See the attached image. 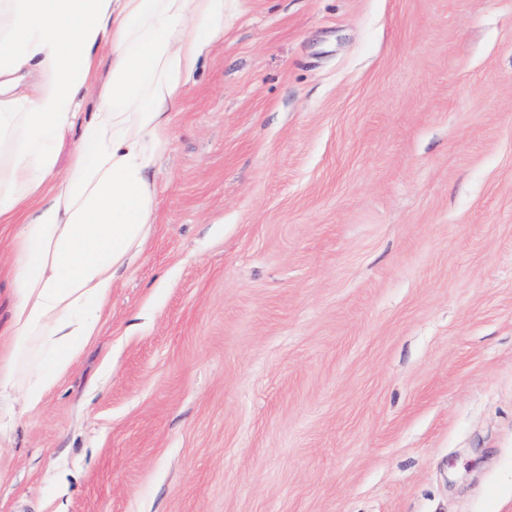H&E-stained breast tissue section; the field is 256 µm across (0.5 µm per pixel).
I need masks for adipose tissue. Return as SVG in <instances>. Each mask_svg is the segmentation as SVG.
<instances>
[{
	"mask_svg": "<svg viewBox=\"0 0 512 512\" xmlns=\"http://www.w3.org/2000/svg\"><path fill=\"white\" fill-rule=\"evenodd\" d=\"M224 2L0 0V224L16 227L0 402L39 411L98 336L119 272L152 234L151 172L224 38ZM102 69L90 112L84 91Z\"/></svg>",
	"mask_w": 512,
	"mask_h": 512,
	"instance_id": "ef3b65f1",
	"label": "adipose tissue"
}]
</instances>
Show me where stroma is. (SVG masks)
<instances>
[{
	"label": "stroma",
	"mask_w": 512,
	"mask_h": 512,
	"mask_svg": "<svg viewBox=\"0 0 512 512\" xmlns=\"http://www.w3.org/2000/svg\"><path fill=\"white\" fill-rule=\"evenodd\" d=\"M152 179L0 512H512V0H226Z\"/></svg>",
	"instance_id": "1"
}]
</instances>
